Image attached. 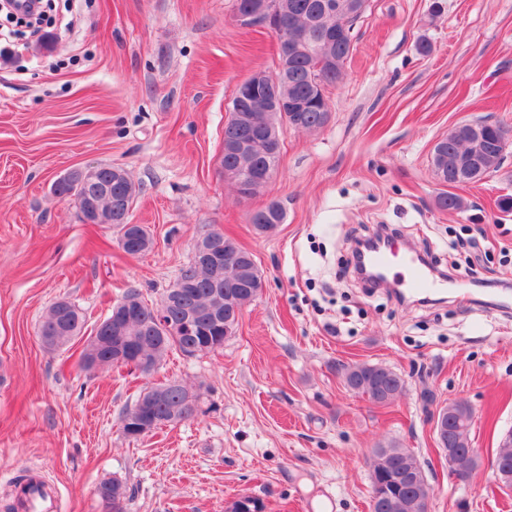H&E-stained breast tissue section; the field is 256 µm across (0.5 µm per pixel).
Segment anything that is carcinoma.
I'll use <instances>...</instances> for the list:
<instances>
[{
	"mask_svg": "<svg viewBox=\"0 0 512 512\" xmlns=\"http://www.w3.org/2000/svg\"><path fill=\"white\" fill-rule=\"evenodd\" d=\"M288 7L289 26L292 33L306 39L303 51L288 59V95L308 100L322 97L321 104L300 113V130L317 131L323 128L330 119V99L322 96L326 87L334 85L343 76L344 67L353 51L354 26L362 18L360 13H345L338 10L332 14L324 12V8L338 0H284ZM343 30L346 36L336 46L333 57L324 61V68L330 76L326 78V86L319 87L317 78L322 73L318 68L319 61L315 58L316 48L325 37L326 28ZM294 116L288 112L265 113V125L268 129L282 131L283 127L293 123ZM505 124L500 121H482L480 134H461L451 129L448 135L439 139L432 151V167L438 180L444 185H454L463 178L481 181L484 177L501 169L506 150L512 141L501 136ZM281 146L279 141L270 140L269 136L254 135L250 159L253 171L258 173L265 169L275 172L280 161ZM101 184L76 182L69 189L60 193L65 200H72L79 216L86 212L87 197L101 191ZM112 199L125 200L133 205L138 188L131 181L124 169L112 175ZM436 207L442 211H458L462 208V200L448 192H441L435 199ZM125 210H112V223L119 231L134 237V248L143 253L152 249L154 241L148 230L141 224L126 229ZM285 213L281 205L272 201L264 208L255 210L249 215V222L259 235L273 233L284 223ZM224 253L227 262L218 274L196 266V259H191L180 270L179 277H192L195 287L185 288L173 295H164L162 301L168 302V318L172 328L161 329L154 325L151 318V307L135 290H128L121 302L130 303V314L125 317L124 335L133 340L143 358L159 365L172 350L184 355H196L205 351H216L224 346V342L233 335L238 326L242 310L262 294L264 278L259 270L253 254L239 245L235 240L224 238ZM55 306H50L41 322L39 335L49 349H60L82 336L85 317L80 309L70 313L68 336L57 331L54 321ZM197 313L199 317L189 330L179 328L182 317L188 313ZM97 336H88L82 352L81 364L85 370H93L112 366V361L103 359L93 362V354L97 350ZM345 385L368 396L378 404H389L402 393L405 388L404 378L396 371L380 365L354 363L340 365ZM188 388L182 384L169 388L164 400L153 404L151 410L141 411L133 405L123 412L121 421L134 422L148 416L165 424L170 411L178 407L184 399ZM445 420L443 450L453 463L473 471L478 465L476 449L471 439L472 411L463 402H450L439 408ZM496 457L508 466L506 475L497 477L500 488L512 490V439L500 440ZM371 483L379 485V496L374 504V512H420L422 501L431 491L423 467L417 457L408 449L396 443L377 448L370 462ZM97 494L105 512H122L116 504L127 499V486L117 480L109 479L100 483Z\"/></svg>",
	"mask_w": 512,
	"mask_h": 512,
	"instance_id": "cac0c4a2",
	"label": "carcinoma"
}]
</instances>
